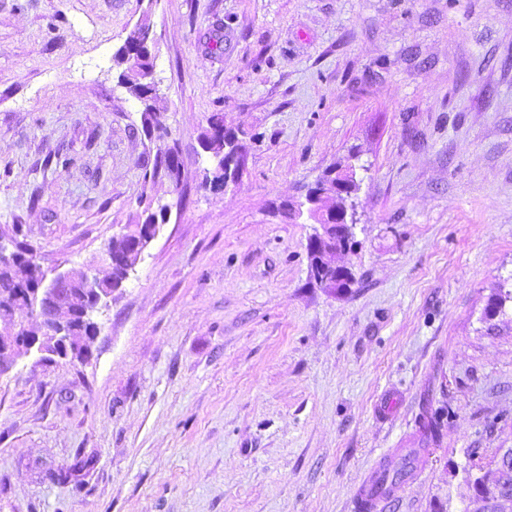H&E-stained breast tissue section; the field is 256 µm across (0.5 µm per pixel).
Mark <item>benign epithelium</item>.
<instances>
[{
    "instance_id": "obj_1",
    "label": "benign epithelium",
    "mask_w": 512,
    "mask_h": 512,
    "mask_svg": "<svg viewBox=\"0 0 512 512\" xmlns=\"http://www.w3.org/2000/svg\"><path fill=\"white\" fill-rule=\"evenodd\" d=\"M346 179L336 182V206L324 205L330 195L328 186L317 183L307 190L305 204L308 218L319 224L321 230L309 238L308 257L320 272L317 283L331 293H338L336 278L347 268L336 261V254L345 249L357 224L356 198L360 190L356 167L348 165ZM156 238L153 230L137 225L134 230L113 238L123 242L129 270ZM14 251L13 238L0 235V268H11ZM97 277L91 270L80 272L48 271L35 257L24 266V273L16 279L19 287L0 293V312L11 314L18 305L40 297L42 305L35 308L41 327L32 331L26 326H14L0 336V376L10 372L17 362L31 355L70 358L84 362L92 357V345L100 330L84 331L85 319L100 309L110 297L108 289L95 287ZM475 492L494 498L495 512H512V496L500 495L494 485L474 482Z\"/></svg>"
}]
</instances>
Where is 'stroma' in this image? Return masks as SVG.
<instances>
[{
  "label": "stroma",
  "mask_w": 512,
  "mask_h": 512,
  "mask_svg": "<svg viewBox=\"0 0 512 512\" xmlns=\"http://www.w3.org/2000/svg\"><path fill=\"white\" fill-rule=\"evenodd\" d=\"M181 163L118 87L142 17ZM222 49H214L215 38ZM248 138L204 186L211 113ZM357 154L332 295L284 218ZM167 221L93 356L0 376V512H355L421 451L391 512H461L512 448V0H0V228L78 269L146 207ZM436 423V433L426 427ZM393 483L389 464H382L357 487L354 495L355 509L359 512H383L390 509Z\"/></svg>",
  "instance_id": "35a3bbf8"
}]
</instances>
